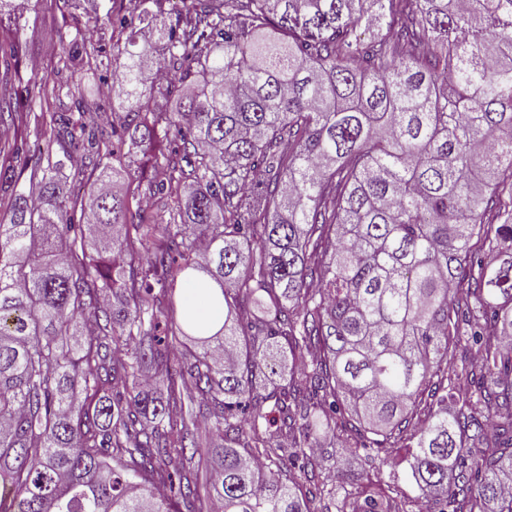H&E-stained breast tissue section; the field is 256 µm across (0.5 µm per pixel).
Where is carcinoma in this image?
Segmentation results:
<instances>
[{"mask_svg":"<svg viewBox=\"0 0 512 512\" xmlns=\"http://www.w3.org/2000/svg\"><path fill=\"white\" fill-rule=\"evenodd\" d=\"M166 2L98 19L108 48L61 37L50 80L0 25V127L46 141L27 185L0 149V512H402L316 479L329 431L406 449L437 512H512V0ZM109 67L124 120L87 125L72 78ZM127 179L166 223H128ZM158 313L199 350L159 348ZM145 369L165 396L128 397ZM195 396L221 443L173 499Z\"/></svg>","mask_w":512,"mask_h":512,"instance_id":"cac0c4a2","label":"carcinoma"}]
</instances>
